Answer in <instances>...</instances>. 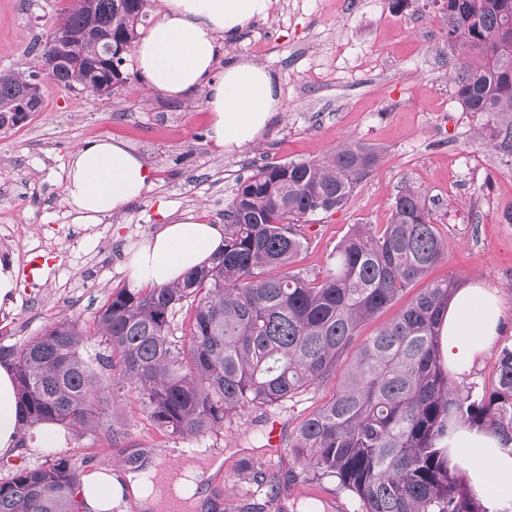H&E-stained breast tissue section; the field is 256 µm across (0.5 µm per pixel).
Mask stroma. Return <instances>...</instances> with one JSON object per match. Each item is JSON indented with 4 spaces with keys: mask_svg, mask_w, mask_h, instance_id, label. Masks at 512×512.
I'll use <instances>...</instances> for the list:
<instances>
[{
    "mask_svg": "<svg viewBox=\"0 0 512 512\" xmlns=\"http://www.w3.org/2000/svg\"><path fill=\"white\" fill-rule=\"evenodd\" d=\"M70 0H0V69L35 70L33 45L53 30ZM443 0H272L267 16L234 42L223 44L215 68L256 62L272 74L279 112L253 144L234 152L208 138L204 93L174 101L156 94L134 60L127 80L111 96L71 91L39 76L42 107L28 131L0 132V225L19 227L12 264L16 288L0 305L8 343L39 335L51 322L74 316L93 327L108 295L126 287L130 247L155 234L165 201L211 224L237 181L268 163L329 156L355 139L376 147L378 168L347 204L302 225L306 245L296 268L325 272L339 241L355 224L387 223L404 187L424 192L434 222L448 241L446 259L430 279L450 277L459 287L497 289L504 323L497 345H512V168L478 139L482 119L463 111L448 81L463 56L445 47ZM111 137L123 141L152 172L143 197L98 224H80L65 195L66 167L75 149ZM98 269L89 279L90 269ZM352 363L344 353L323 380L292 401L270 409L245 408L215 433L168 436L138 406L128 405L125 434L117 442L66 433L57 448L81 473L111 467L116 474L152 460L176 469L184 463H219L198 481L200 512H364L336 481L300 482L275 502L246 472L262 460L274 473L288 470L299 423L324 405ZM281 445L269 447L272 421Z\"/></svg>",
    "mask_w": 512,
    "mask_h": 512,
    "instance_id": "35a3bbf8",
    "label": "stroma"
}]
</instances>
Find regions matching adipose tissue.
<instances>
[{"mask_svg": "<svg viewBox=\"0 0 512 512\" xmlns=\"http://www.w3.org/2000/svg\"><path fill=\"white\" fill-rule=\"evenodd\" d=\"M159 17L144 30L134 57L153 91L177 100L206 87L209 138L220 150L240 149L257 140L279 107L273 77L264 66L234 62L218 79L210 74L221 49L220 39L236 37L251 21L265 17L271 0H161ZM151 173L145 162L119 140L103 139L77 148L68 170L65 192L77 218L96 224L141 199ZM224 249V227L199 221L195 214L170 218L155 236L140 243L127 262L132 287L167 286L208 264ZM503 323L502 299L481 286L459 290L444 314L441 357L453 375L467 372L494 345ZM19 411L12 371L0 366V459L17 456ZM453 464L465 469L473 492L490 512L512 499V449L499 446L489 432L467 426L448 438ZM494 454L478 462L473 449ZM149 471L117 477L105 468L85 476L84 512H112L115 497L130 493L142 512H165L162 493L144 490Z\"/></svg>", "mask_w": 512, "mask_h": 512, "instance_id": "obj_1", "label": "adipose tissue"}]
</instances>
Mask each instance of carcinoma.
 <instances>
[{
  "label": "carcinoma",
  "mask_w": 512,
  "mask_h": 512,
  "mask_svg": "<svg viewBox=\"0 0 512 512\" xmlns=\"http://www.w3.org/2000/svg\"><path fill=\"white\" fill-rule=\"evenodd\" d=\"M141 0H74L61 25L82 42L48 36L40 53L64 60L52 80L99 95L124 82L99 59L101 41L131 51L148 13ZM450 48L478 55L451 76L477 135L512 166V0H446ZM34 70L0 71V128L42 107ZM376 148L348 140L322 161L268 163L236 183L224 208V252L183 281L120 288L100 307L94 331L61 318L20 344L0 343L16 380L22 428L53 423L77 434H124L134 399L153 425L183 438L221 429L245 406H279L319 382L362 325L423 280L447 255L425 194L406 187L389 223L357 224L330 255L325 275L288 266L304 243L299 225L341 208L376 169ZM458 284L429 283L357 347L331 399L302 421L296 465L272 474L257 460L252 480L268 501L299 481L334 479L365 512H488L444 446L451 425L489 431L512 448V346L497 353L490 393L449 375L439 335ZM190 311L178 337L177 315ZM99 350L88 351L90 337ZM78 469L51 457L0 481V512H79Z\"/></svg>",
  "instance_id": "carcinoma-1"
}]
</instances>
